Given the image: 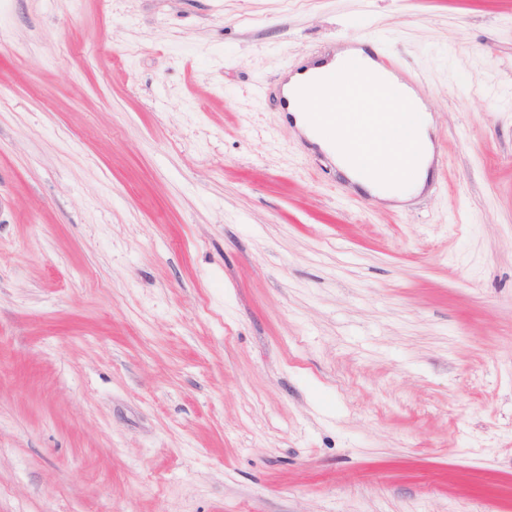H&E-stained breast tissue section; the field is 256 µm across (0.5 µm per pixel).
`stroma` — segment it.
Here are the masks:
<instances>
[{
	"label": "stroma",
	"mask_w": 512,
	"mask_h": 512,
	"mask_svg": "<svg viewBox=\"0 0 512 512\" xmlns=\"http://www.w3.org/2000/svg\"><path fill=\"white\" fill-rule=\"evenodd\" d=\"M362 38L398 205L280 109ZM0 512H512V0H0ZM352 52L362 54L369 63L374 64L372 58L362 49L349 48L337 52L329 61L315 63L301 72H297L288 80V109L286 112H290L294 125L301 134L333 159L339 172L370 195L390 200H404L417 195L425 187L431 176L433 143L429 134V114L426 112L422 98L413 88L402 82L396 74L385 73L387 79L405 93L409 104L417 108L421 113V121L418 125L417 112L409 107L402 95L397 94L396 105L402 112L401 121L396 126L388 127L386 132L395 139L413 137L416 132L417 139L411 143H404L394 140L378 130L368 139L361 142L358 149L362 153L378 159L380 170L378 179L352 168L344 152L341 138H336V135L340 136L343 134V129L336 127V113L345 112L340 102L343 99L346 88H336V112H320L332 109L333 97L324 98L302 92L304 84L308 79L329 73L334 67V79L336 81V70L341 58ZM311 110L320 113L319 117L315 120V125L325 135L336 140V143L318 132L309 114ZM412 152L415 153V174L412 176L414 172L412 162L405 163L403 165L404 174L394 179L391 185L398 187L408 178L412 177L399 190L392 189L389 182L390 174L399 167L401 159L406 154H411ZM373 125L391 120L397 113L393 98L388 93H375L362 103Z\"/></svg>",
	"instance_id": "obj_1"
}]
</instances>
